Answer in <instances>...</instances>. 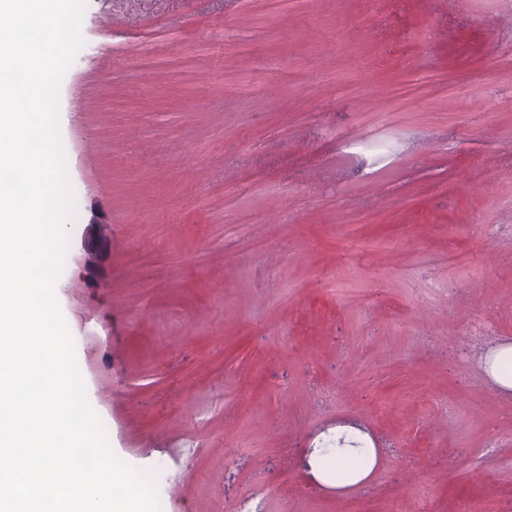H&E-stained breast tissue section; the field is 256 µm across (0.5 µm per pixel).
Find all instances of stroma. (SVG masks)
I'll use <instances>...</instances> for the list:
<instances>
[{
  "instance_id": "stroma-1",
  "label": "stroma",
  "mask_w": 512,
  "mask_h": 512,
  "mask_svg": "<svg viewBox=\"0 0 512 512\" xmlns=\"http://www.w3.org/2000/svg\"><path fill=\"white\" fill-rule=\"evenodd\" d=\"M82 34L54 295L162 512H512L478 359L512 338V0H87ZM349 426L376 465L336 488L307 459Z\"/></svg>"
}]
</instances>
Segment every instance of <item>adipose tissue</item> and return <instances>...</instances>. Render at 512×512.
I'll list each match as a JSON object with an SVG mask.
<instances>
[{
    "mask_svg": "<svg viewBox=\"0 0 512 512\" xmlns=\"http://www.w3.org/2000/svg\"><path fill=\"white\" fill-rule=\"evenodd\" d=\"M314 475L326 476L340 485H356L371 472L374 451L357 431H340L335 446L314 449L309 458Z\"/></svg>",
    "mask_w": 512,
    "mask_h": 512,
    "instance_id": "obj_1",
    "label": "adipose tissue"
}]
</instances>
